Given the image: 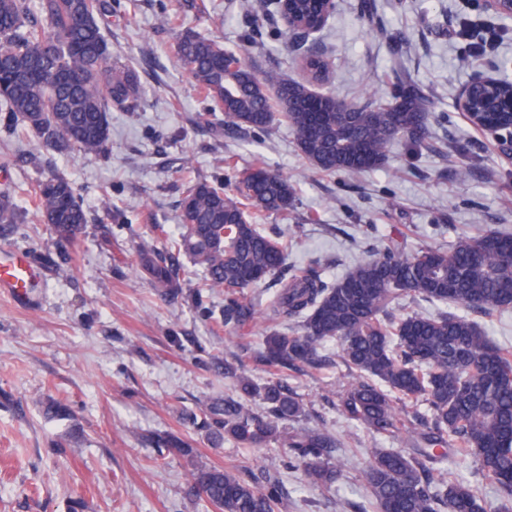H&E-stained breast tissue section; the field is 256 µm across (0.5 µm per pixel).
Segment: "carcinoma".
<instances>
[{
  "label": "carcinoma",
  "instance_id": "1",
  "mask_svg": "<svg viewBox=\"0 0 512 512\" xmlns=\"http://www.w3.org/2000/svg\"><path fill=\"white\" fill-rule=\"evenodd\" d=\"M277 11L298 28L317 25L321 0H277ZM112 0H0V103L6 127H22L39 145L57 153L107 152L110 112H133L143 102L138 72L111 62L103 33ZM303 60L316 80L327 64L306 46ZM180 65L204 96L197 124L218 134L265 133L274 114L295 131L310 165L327 175L380 167L400 142L433 148L430 112L420 88L408 81L387 84L364 101L343 102L325 94L330 119L309 127L313 82L288 80L270 72L258 77L244 52L193 32L176 44ZM465 119L497 133L499 156L512 143V77L471 86ZM232 189L206 179L182 184L178 200L180 232L163 248L142 245L139 267L156 294L189 296L204 313L203 292L224 291L220 319L237 333L251 326L256 311L245 300L250 288L271 283L276 298L266 312L274 323L263 336L257 360L282 372H315L331 363L327 343L352 371L337 395L336 408L347 421L388 437L405 435L407 447L371 451L362 477L375 512H512V350L498 346L470 317L490 316L512 307V235L495 229L459 239L449 248L434 245L407 252L405 237H391L372 258L331 282L308 267L285 273L288 245L255 224L262 213L284 214L295 202L288 176L264 166L234 169ZM42 221L60 246L76 241L90 222L72 183L50 175L32 187ZM10 193L0 192V225L18 224ZM202 271L188 292L180 256ZM406 299L441 307L436 314L393 310ZM295 322L298 329L281 326ZM210 366L234 380L240 395L210 397L183 420L219 448L288 449V466L303 470L309 483L332 489L342 479L334 453L339 440L322 428L295 427L306 405L281 381L262 385L217 358ZM261 401L255 408L246 398ZM415 410L403 413L398 403ZM49 421L71 422L72 407L48 396L39 400ZM424 410H419V407ZM149 441L158 451L189 452L173 433ZM473 457L497 488L501 506H489L463 480H448V463ZM191 491L207 512H279L286 498L279 477L266 471L262 483L221 466H201Z\"/></svg>",
  "mask_w": 512,
  "mask_h": 512
}]
</instances>
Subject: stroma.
Returning a JSON list of instances; mask_svg holds the SVG:
<instances>
[{
	"label": "stroma",
	"instance_id": "35a3bbf8",
	"mask_svg": "<svg viewBox=\"0 0 512 512\" xmlns=\"http://www.w3.org/2000/svg\"><path fill=\"white\" fill-rule=\"evenodd\" d=\"M361 2L336 0L315 36L331 64L320 91L363 98L392 72L405 73L430 98L441 152L399 143L382 167L329 176L309 167L282 120L247 137L193 124L203 100L175 54L184 32L245 47L256 75L306 78L286 27L270 16L265 0H196L193 9L185 0H120L107 33L112 59L138 71L145 99L137 111H113L108 156L54 153L0 127V185L15 187L22 213L18 232L0 237V250L56 252L48 225L25 196L51 174L73 184L91 215L67 249L63 272L47 270L37 308L19 309L0 295V395L8 398L0 404V512H67L76 495L86 512H201L186 495L198 464L256 475L276 468L288 491L282 512L370 508L361 478L370 451L402 448L406 440L340 416L336 394L348 367L339 362L314 374H281L309 411L305 425L326 428L343 443L337 453L343 477L335 488L309 485L301 471L287 468V449L212 447L182 413L201 396L232 393L234 383L201 356L238 363L255 382L270 380L254 353L270 327L264 315L275 291H249L259 317L231 335L191 302L160 299L137 256L157 230L176 234L181 182L223 179L227 156L241 169L263 165L292 177L293 210L263 215L258 227L281 234L289 266H316L329 280L376 254L390 235L405 236L413 251L448 247L490 227L512 234L507 165L492 136L470 126L456 106L474 76L512 74V21L496 19L479 0H372L370 18L361 14ZM464 23L477 37L484 26H497L502 38L493 51L468 53L455 35ZM46 393L76 409L81 441L67 439L65 423L44 420L35 401ZM164 431L185 435L192 455L157 461L147 437Z\"/></svg>",
	"mask_w": 512,
	"mask_h": 512
}]
</instances>
